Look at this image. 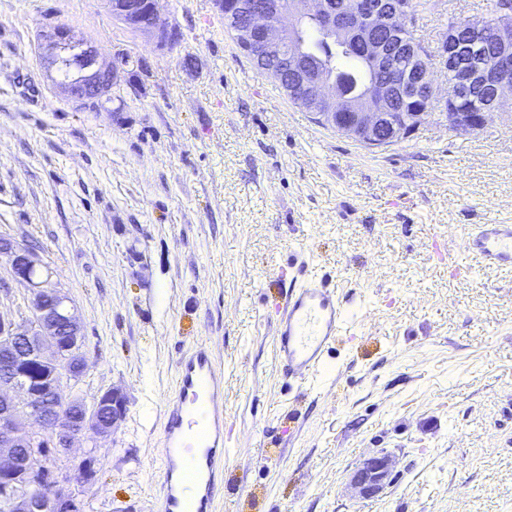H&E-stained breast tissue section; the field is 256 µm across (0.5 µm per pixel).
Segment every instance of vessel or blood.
Returning <instances> with one entry per match:
<instances>
[{"mask_svg":"<svg viewBox=\"0 0 512 512\" xmlns=\"http://www.w3.org/2000/svg\"><path fill=\"white\" fill-rule=\"evenodd\" d=\"M468 259L512 270V224H479L463 240ZM350 320L336 282L311 263L291 276L273 338L275 360L288 379L318 382ZM224 369L211 347L195 343L178 365L174 396L163 412L161 512H214L224 476Z\"/></svg>","mask_w":512,"mask_h":512,"instance_id":"1","label":"vessel or blood"}]
</instances>
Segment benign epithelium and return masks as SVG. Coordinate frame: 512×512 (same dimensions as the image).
<instances>
[{
  "mask_svg": "<svg viewBox=\"0 0 512 512\" xmlns=\"http://www.w3.org/2000/svg\"><path fill=\"white\" fill-rule=\"evenodd\" d=\"M112 17L160 42L178 40L175 29L160 21L159 0H107ZM224 23L250 59L266 63L265 72L281 82L290 73L293 85L314 105H324L317 120L370 149L394 145L419 131L431 115L452 131L484 128L487 113L460 107L469 91L487 92L486 109L496 112L512 98V0H503L500 19L464 21L448 27L442 45L428 50L409 44L412 64L396 66L381 79L366 83L359 98L343 93L327 73L310 64L311 47L298 38L302 24L315 21L336 47L356 49L362 59L387 56L390 39L404 36L408 8L401 0H217ZM86 67L100 81L120 83L130 60L116 65L85 45ZM462 74V83L443 92L433 78L434 66ZM79 104L94 102L98 85L76 83L67 89ZM411 104L408 113L390 112L388 100ZM6 257L14 282L28 294L30 317L25 324L0 316V496L8 497L15 481L25 479L36 494L12 500V512H82L84 488L96 481L95 463L83 459L77 483L66 462L74 441L91 430L111 436L124 420L126 398L112 388L92 404L75 403L68 385L84 369L82 324L67 295L39 276L41 260L24 244L0 236V258ZM41 447H30L33 433ZM392 456L363 459L350 479L360 495H375L391 483Z\"/></svg>",
  "mask_w": 512,
  "mask_h": 512,
  "instance_id": "1",
  "label": "benign epithelium"
}]
</instances>
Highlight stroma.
Here are the masks:
<instances>
[{"label": "stroma", "instance_id": "stroma-1", "mask_svg": "<svg viewBox=\"0 0 512 512\" xmlns=\"http://www.w3.org/2000/svg\"><path fill=\"white\" fill-rule=\"evenodd\" d=\"M440 45L475 0H432ZM180 39L115 21L105 0H0V234L33 248L80 315L85 402L122 388L96 452L93 512H158L162 414L207 341L231 440L216 512H512V271L463 264L475 224H512V105L477 132L426 122L385 149L318 125L217 23L215 0H160ZM64 26L122 86L75 103L42 48ZM304 257L354 314L314 388L274 357L278 289ZM394 454L390 486L352 492ZM395 465L392 456L379 453L363 459L350 479V488L360 495H375L391 483Z\"/></svg>", "mask_w": 512, "mask_h": 512}]
</instances>
